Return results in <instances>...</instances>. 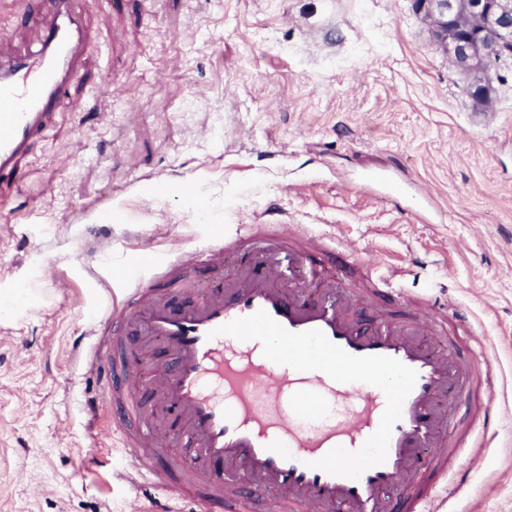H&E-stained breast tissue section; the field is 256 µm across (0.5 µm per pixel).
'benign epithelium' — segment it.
Returning <instances> with one entry per match:
<instances>
[{
  "instance_id": "7a95c632",
  "label": "benign epithelium",
  "mask_w": 512,
  "mask_h": 512,
  "mask_svg": "<svg viewBox=\"0 0 512 512\" xmlns=\"http://www.w3.org/2000/svg\"><path fill=\"white\" fill-rule=\"evenodd\" d=\"M431 28L437 48L477 106L494 104L488 72L492 63L512 57V0H414Z\"/></svg>"
}]
</instances>
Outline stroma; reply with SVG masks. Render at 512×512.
<instances>
[{
    "mask_svg": "<svg viewBox=\"0 0 512 512\" xmlns=\"http://www.w3.org/2000/svg\"><path fill=\"white\" fill-rule=\"evenodd\" d=\"M75 75L21 191L0 203V512H146L89 433L92 319L112 266L244 224L352 243L413 296L481 325L489 447L434 512H512V58L484 110L413 0H73ZM53 5L0 0V46L40 48Z\"/></svg>",
    "mask_w": 512,
    "mask_h": 512,
    "instance_id": "stroma-1",
    "label": "stroma"
}]
</instances>
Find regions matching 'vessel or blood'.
Listing matches in <instances>:
<instances>
[{
	"mask_svg": "<svg viewBox=\"0 0 512 512\" xmlns=\"http://www.w3.org/2000/svg\"><path fill=\"white\" fill-rule=\"evenodd\" d=\"M81 38L55 24L38 65L0 62V189L22 186ZM348 251L295 224H245L200 252L113 269L92 330L99 391L85 409L93 426L108 423L120 477L162 496L160 512H251L258 498L269 512H430L464 450L486 447L497 378L475 320L403 293L395 265L342 284L336 260ZM221 263L223 282L183 302ZM386 299L399 316L354 319L355 306ZM132 330L167 361L147 365Z\"/></svg>",
	"mask_w": 512,
	"mask_h": 512,
	"instance_id": "vessel-or-blood-1",
	"label": "vessel or blood"
}]
</instances>
